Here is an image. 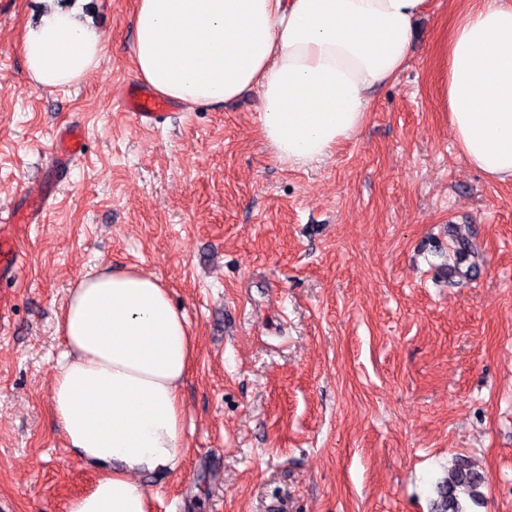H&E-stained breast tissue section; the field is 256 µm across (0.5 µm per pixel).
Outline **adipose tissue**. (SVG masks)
Returning a JSON list of instances; mask_svg holds the SVG:
<instances>
[{
  "instance_id": "1",
  "label": "adipose tissue",
  "mask_w": 512,
  "mask_h": 512,
  "mask_svg": "<svg viewBox=\"0 0 512 512\" xmlns=\"http://www.w3.org/2000/svg\"><path fill=\"white\" fill-rule=\"evenodd\" d=\"M426 0H137L133 56L159 95L218 107L255 89L260 132L292 166L363 128L372 95L404 68ZM21 52L39 87L81 82L106 47L78 9L48 4ZM437 95L469 166L512 182V0H469L440 46ZM58 329L51 409L97 470L67 512H150L143 474L176 473L187 447L182 387L196 339L155 275L78 278Z\"/></svg>"
}]
</instances>
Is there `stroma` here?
Instances as JSON below:
<instances>
[{
	"label": "stroma",
	"instance_id": "1",
	"mask_svg": "<svg viewBox=\"0 0 512 512\" xmlns=\"http://www.w3.org/2000/svg\"><path fill=\"white\" fill-rule=\"evenodd\" d=\"M136 0H83L106 55L79 84L36 87L19 49L42 0H0V211L34 185L62 124L86 158L0 282V512H66L94 467L53 418L60 308L93 269L156 275L197 341L179 473L152 512H433L451 464L482 474L474 512H512V183L460 157L437 100L438 49L462 0H427L410 58L363 130L291 167L263 141L259 94L173 103L138 122ZM474 255H456L457 234ZM117 98L124 112H132L136 119L145 123L164 119L170 107L167 101L154 96L146 87L135 82L120 86Z\"/></svg>",
	"mask_w": 512,
	"mask_h": 512
}]
</instances>
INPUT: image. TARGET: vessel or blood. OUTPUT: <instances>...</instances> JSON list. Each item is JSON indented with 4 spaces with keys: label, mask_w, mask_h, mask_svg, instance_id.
I'll return each instance as SVG.
<instances>
[{
    "label": "vessel or blood",
    "mask_w": 512,
    "mask_h": 512,
    "mask_svg": "<svg viewBox=\"0 0 512 512\" xmlns=\"http://www.w3.org/2000/svg\"><path fill=\"white\" fill-rule=\"evenodd\" d=\"M117 98L123 111L132 113L136 119L146 123L164 119L169 108L167 101L135 82L120 86ZM54 141V152L50 160L42 165L44 178L40 192L30 197L23 207L0 215V280L15 279L21 273L17 226L42 223L48 202L58 188L62 170L87 150L84 132L75 125L58 128Z\"/></svg>",
    "instance_id": "vessel-or-blood-1"
}]
</instances>
